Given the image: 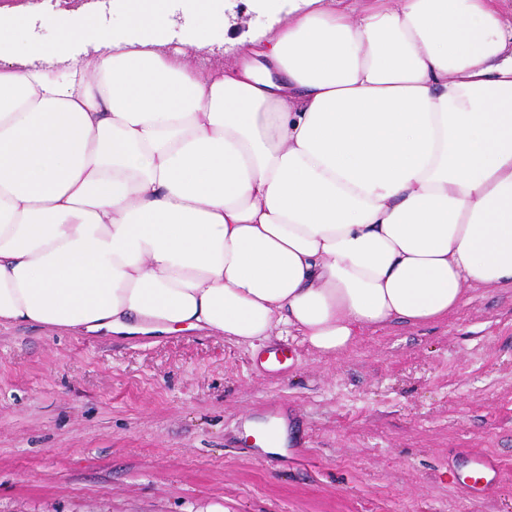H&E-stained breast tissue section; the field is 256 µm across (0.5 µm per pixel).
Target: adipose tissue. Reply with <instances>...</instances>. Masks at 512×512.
<instances>
[{
    "label": "adipose tissue",
    "instance_id": "1",
    "mask_svg": "<svg viewBox=\"0 0 512 512\" xmlns=\"http://www.w3.org/2000/svg\"><path fill=\"white\" fill-rule=\"evenodd\" d=\"M125 33L0 34V324L286 328L334 356L512 284L504 0H288L231 69Z\"/></svg>",
    "mask_w": 512,
    "mask_h": 512
}]
</instances>
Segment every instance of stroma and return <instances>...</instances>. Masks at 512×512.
I'll return each mask as SVG.
<instances>
[{
    "label": "stroma",
    "mask_w": 512,
    "mask_h": 512,
    "mask_svg": "<svg viewBox=\"0 0 512 512\" xmlns=\"http://www.w3.org/2000/svg\"><path fill=\"white\" fill-rule=\"evenodd\" d=\"M224 26L172 6L162 52L235 64L270 26L254 0H211ZM122 32L112 0H59L0 22L54 46L83 16ZM252 348L204 331L137 339L0 326V512H512V286L468 289L448 318L361 331L337 356L302 336ZM288 422L286 453L257 456L246 423ZM501 465L487 500L458 482L473 453Z\"/></svg>",
    "instance_id": "1"
}]
</instances>
